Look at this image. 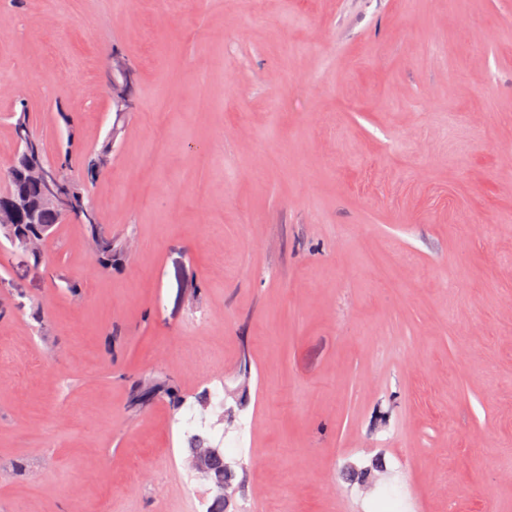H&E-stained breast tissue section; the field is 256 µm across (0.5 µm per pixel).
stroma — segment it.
<instances>
[{"label":"stroma","mask_w":512,"mask_h":512,"mask_svg":"<svg viewBox=\"0 0 512 512\" xmlns=\"http://www.w3.org/2000/svg\"><path fill=\"white\" fill-rule=\"evenodd\" d=\"M21 111L114 252L0 241V512H209L217 384L228 512H512V0H0V169ZM108 67L112 73V84L110 94L116 112H124L128 102L126 83L129 81L131 66L128 60L118 51H112L108 60ZM223 448H218L214 444L204 445L202 448H197L194 455L185 458V466L194 471L199 477L204 480L211 481V468L212 461L219 456ZM213 483V482H212ZM218 491L224 493V483H213Z\"/></svg>","instance_id":"35a3bbf8"}]
</instances>
